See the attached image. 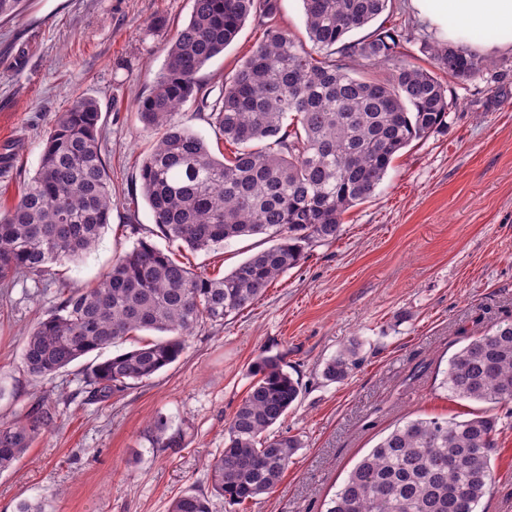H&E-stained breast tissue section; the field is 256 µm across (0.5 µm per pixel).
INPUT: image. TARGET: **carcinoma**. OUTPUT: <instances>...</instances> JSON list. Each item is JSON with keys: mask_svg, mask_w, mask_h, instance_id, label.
I'll list each match as a JSON object with an SVG mask.
<instances>
[{"mask_svg": "<svg viewBox=\"0 0 512 512\" xmlns=\"http://www.w3.org/2000/svg\"><path fill=\"white\" fill-rule=\"evenodd\" d=\"M302 2L309 48L276 23L278 0H193L163 71L137 104L142 123L157 135L141 164L140 191L162 235L192 251L261 234L273 244L210 278L139 241L94 286L56 289L55 304L26 336L28 373L51 378L92 351L152 331L161 338L97 363L84 382L104 402L151 379L180 357L203 323L235 317L297 265L306 248L335 240L343 215L372 196L396 155L444 121L451 107L446 87L403 52V43L415 39L412 28L381 27L348 40L389 0ZM251 16L261 20L264 39L211 101L199 72ZM422 47L454 79L472 80L487 69L464 47L425 39ZM191 98L237 145L232 156L218 158L201 135L176 121ZM100 114L94 99L79 96L58 115L35 175L0 215V285L80 259L110 224ZM358 346L353 341L326 362L324 378L345 380ZM250 374L224 448L208 464L211 492L232 505L270 493L303 447L296 435L271 432L301 395L283 356L261 351ZM441 387L462 400L511 402L512 321L491 325L456 352ZM51 419L50 409L37 406L21 420L0 421V471L24 455ZM501 425L486 413L409 419L358 462L326 512H478L496 483L492 458ZM153 433V444L181 447L180 433L169 432L164 417L154 421ZM169 512H211L210 499L189 489Z\"/></svg>", "mask_w": 512, "mask_h": 512, "instance_id": "carcinoma-1", "label": "carcinoma"}]
</instances>
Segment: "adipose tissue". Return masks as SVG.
Here are the masks:
<instances>
[{
	"mask_svg": "<svg viewBox=\"0 0 512 512\" xmlns=\"http://www.w3.org/2000/svg\"><path fill=\"white\" fill-rule=\"evenodd\" d=\"M439 41L485 53L512 49V0H411Z\"/></svg>",
	"mask_w": 512,
	"mask_h": 512,
	"instance_id": "ef3b65f1",
	"label": "adipose tissue"
}]
</instances>
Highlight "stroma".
Wrapping results in <instances>:
<instances>
[{
  "label": "stroma",
  "instance_id": "stroma-1",
  "mask_svg": "<svg viewBox=\"0 0 512 512\" xmlns=\"http://www.w3.org/2000/svg\"><path fill=\"white\" fill-rule=\"evenodd\" d=\"M192 0H23L0 18V213L34 176L57 115L78 96L101 108L99 134L112 181V217L95 252L19 275L0 287V420L37 403L53 421L0 472V512L44 501L47 512H167L188 489L207 490V464L249 387L261 350L285 356L303 392L275 427L304 446L277 488L212 512H325L350 471L395 424L422 416L464 420L483 411L439 386L449 359L496 321L512 318V49L486 53L480 77H444L452 106L441 126L393 160L375 193L343 217L332 242L309 249L234 319L207 324L181 357L152 379L101 402L84 373L151 335L92 352L43 379L27 373V331L52 306L51 283L95 284L138 240L194 272L223 277L265 249L263 236L193 252L165 239L139 191L153 131L136 113L162 71ZM248 19L224 53L200 71L221 87L261 42ZM358 341L347 379L326 381V361ZM166 417L180 448L152 445ZM496 483L483 512H512V428L497 439Z\"/></svg>",
  "mask_w": 512,
  "mask_h": 512
}]
</instances>
